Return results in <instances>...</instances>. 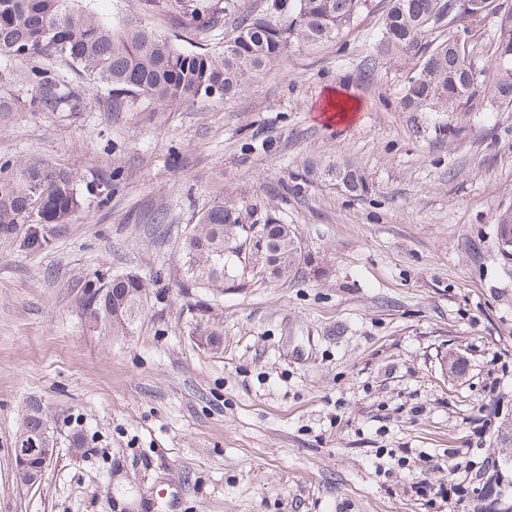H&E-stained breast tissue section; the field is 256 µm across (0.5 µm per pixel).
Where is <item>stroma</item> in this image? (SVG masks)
Listing matches in <instances>:
<instances>
[{
    "label": "stroma",
    "mask_w": 512,
    "mask_h": 512,
    "mask_svg": "<svg viewBox=\"0 0 512 512\" xmlns=\"http://www.w3.org/2000/svg\"><path fill=\"white\" fill-rule=\"evenodd\" d=\"M236 5L202 33L163 4L94 0L188 50L222 49L260 0ZM388 8L367 0L335 38L294 46L234 96L164 112L110 111L64 60L0 56V98L17 105L0 113V163L73 171L83 199L41 225L42 250L23 229L0 239V512H473L512 412V264L494 224L512 204V106L477 95L458 112L405 111L415 61L378 51ZM38 72L63 99L32 111ZM332 90L357 103L351 118L320 119ZM333 156L367 195L302 181L307 161ZM231 195L295 228L304 275L271 278L256 254L223 291L182 287L185 231ZM125 272L150 281L142 316L108 336L79 302ZM206 324L217 347L198 340ZM451 354L467 366L453 382ZM33 397L57 447L26 486L12 449ZM456 479L466 496L441 497ZM420 480L427 495L408 490Z\"/></svg>",
    "instance_id": "stroma-1"
}]
</instances>
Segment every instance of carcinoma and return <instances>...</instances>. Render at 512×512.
<instances>
[{
    "label": "carcinoma",
    "mask_w": 512,
    "mask_h": 512,
    "mask_svg": "<svg viewBox=\"0 0 512 512\" xmlns=\"http://www.w3.org/2000/svg\"><path fill=\"white\" fill-rule=\"evenodd\" d=\"M366 0H264L263 9L239 16L234 34L220 53L188 52L147 26L125 16L106 21L85 0H0V54L19 62L61 58L80 70L92 89H105L114 112L143 104L182 105L230 95L250 73L277 62L292 45L318 43L336 36ZM379 45L388 53L417 57L403 107L420 112L439 107L457 112L476 93L493 103L512 104V6L503 0H476L481 15H493L491 67L475 69L457 48L456 32L443 41L424 40L428 28L450 14L453 0H390ZM165 5L201 31H209L235 10L232 0H166ZM60 101L56 82L44 76L27 101L36 111ZM302 180H319L352 197L368 192L363 174L348 160L308 164ZM71 171L45 163H0V237L18 224H62L82 206ZM264 241L261 255L267 274L294 279L308 265L296 231L279 219L257 216L247 200L213 202L188 230L181 247L186 288H224L232 274L224 249L247 244L249 231ZM148 284L133 272L99 277L81 298L82 315L106 334L126 336L142 313ZM47 412L28 405L22 429L39 432Z\"/></svg>",
    "instance_id": "carcinoma-1"
}]
</instances>
